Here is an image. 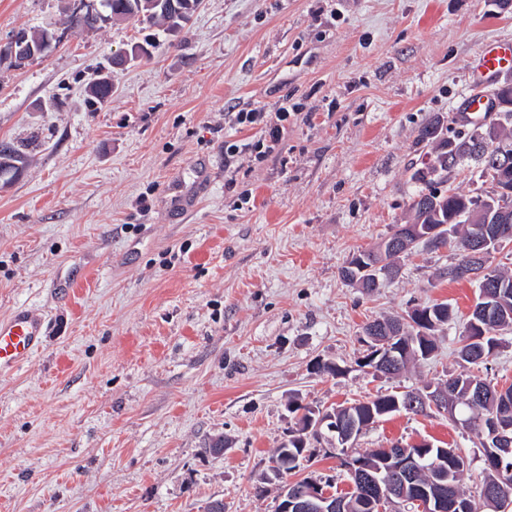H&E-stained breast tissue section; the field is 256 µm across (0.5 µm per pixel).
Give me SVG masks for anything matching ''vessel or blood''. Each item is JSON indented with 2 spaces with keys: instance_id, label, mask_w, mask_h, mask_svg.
Instances as JSON below:
<instances>
[{
  "instance_id": "b4317fda",
  "label": "vessel or blood",
  "mask_w": 512,
  "mask_h": 512,
  "mask_svg": "<svg viewBox=\"0 0 512 512\" xmlns=\"http://www.w3.org/2000/svg\"><path fill=\"white\" fill-rule=\"evenodd\" d=\"M479 81L486 82L512 69V43L492 44L474 61ZM50 321L26 306L0 318V375H8L30 361L49 334Z\"/></svg>"
}]
</instances>
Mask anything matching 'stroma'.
I'll return each instance as SVG.
<instances>
[{
	"instance_id": "35a3bbf8",
	"label": "stroma",
	"mask_w": 512,
	"mask_h": 512,
	"mask_svg": "<svg viewBox=\"0 0 512 512\" xmlns=\"http://www.w3.org/2000/svg\"><path fill=\"white\" fill-rule=\"evenodd\" d=\"M69 8L0 0V45L51 23L59 36L0 60V140L30 144L22 178L0 187V317L22 304L52 317L32 361L0 376V512H277L265 478L289 402L422 391L460 370L479 290L442 278L453 248H418L374 295L340 268L411 223L420 131L460 130L473 60L512 40V4L201 0L174 36L132 20L69 28ZM148 41L150 61L111 68ZM106 73L112 97L90 106ZM285 102L296 115L277 151L228 153L260 135L238 113ZM199 159L216 174L184 216L171 199ZM67 272L61 303L51 281ZM435 302L456 318L428 360L394 378L358 367L364 323ZM217 437L223 454L204 453ZM424 440L462 449L479 496L480 440L447 414H395L357 445Z\"/></svg>"
}]
</instances>
